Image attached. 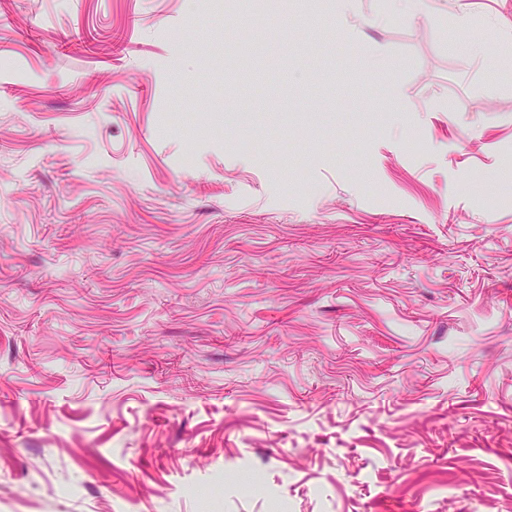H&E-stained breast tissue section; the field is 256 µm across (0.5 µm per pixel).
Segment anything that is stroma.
<instances>
[{
	"label": "stroma",
	"mask_w": 512,
	"mask_h": 512,
	"mask_svg": "<svg viewBox=\"0 0 512 512\" xmlns=\"http://www.w3.org/2000/svg\"><path fill=\"white\" fill-rule=\"evenodd\" d=\"M255 2L0 0V512H512V0Z\"/></svg>",
	"instance_id": "stroma-1"
}]
</instances>
